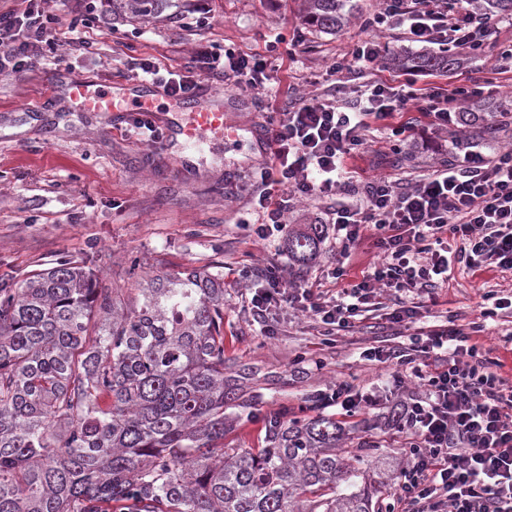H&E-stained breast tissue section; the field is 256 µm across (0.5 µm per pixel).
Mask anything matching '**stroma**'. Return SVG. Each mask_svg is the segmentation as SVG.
<instances>
[{"label":"stroma","instance_id":"35a3bbf8","mask_svg":"<svg viewBox=\"0 0 512 512\" xmlns=\"http://www.w3.org/2000/svg\"><path fill=\"white\" fill-rule=\"evenodd\" d=\"M351 3V21L331 33L307 22L301 0H179L176 7L143 18L115 13L112 0H98L94 14L77 27L87 49L59 48L52 69L39 64L0 79V282L15 285L30 271L73 258L125 302L129 288L146 274L192 267L223 272L224 356L232 369L249 368L253 388L270 391L259 406L260 417L236 429L235 443L260 447L263 413L284 406L289 416L308 415L312 397L348 382L369 401L348 418L347 447L377 443L380 455L404 468L406 435L388 424L387 415L397 401L418 391L420 382L409 375L397 383L393 364L364 357L368 348L397 345L393 329L369 314L350 333L327 336L310 314L277 308L270 316L275 335H263L249 305L253 283L245 277L257 266L288 265L285 235L257 241L243 225L251 217V174L264 160L263 113L290 93H304L306 80L322 76L357 42L376 36L391 50L418 52L396 32L364 27L378 0ZM278 35L282 67L275 101L249 89L207 84L223 93L227 121L236 132L232 140L215 134L197 148L174 142L154 149L126 133L125 113L89 111L64 90L69 82L84 81L119 94L132 84L136 59L150 56L185 73L197 43L261 53ZM511 45L512 24L504 22L482 55L457 54L460 70L490 78L486 103L512 102V72H491ZM52 70L61 82L54 90L48 84ZM410 118L413 132L400 152H392L378 132H369L353 161L357 183L381 176L419 180L466 147L488 158L512 149V125L490 140L474 127L457 124L440 131L419 113ZM485 307L495 315L476 342L512 382V271L475 274L454 264L435 301H424L419 324L429 328L452 317L465 325Z\"/></svg>","mask_w":512,"mask_h":512}]
</instances>
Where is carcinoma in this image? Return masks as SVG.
I'll use <instances>...</instances> for the list:
<instances>
[{
  "mask_svg": "<svg viewBox=\"0 0 512 512\" xmlns=\"http://www.w3.org/2000/svg\"><path fill=\"white\" fill-rule=\"evenodd\" d=\"M170 0H112L133 16ZM347 0H304L309 23L336 30ZM512 13V0H474ZM428 70L447 56L396 55ZM481 104L462 124L485 136ZM326 238L322 224L288 229L302 277ZM224 275L186 268L142 278L117 302L77 260L58 259L17 287L0 284V512H380L396 462L365 445L338 448L344 423L315 414L266 416L264 444L229 439L263 398L224 375Z\"/></svg>",
  "mask_w": 512,
  "mask_h": 512,
  "instance_id": "cac0c4a2",
  "label": "carcinoma"
}]
</instances>
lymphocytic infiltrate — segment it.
I'll return each mask as SVG.
<instances>
[{
	"label": "lymphocytic infiltrate",
	"mask_w": 512,
	"mask_h": 512,
	"mask_svg": "<svg viewBox=\"0 0 512 512\" xmlns=\"http://www.w3.org/2000/svg\"><path fill=\"white\" fill-rule=\"evenodd\" d=\"M21 7L0 12V76L25 73L62 44V21L45 9L46 0H21ZM365 27L397 30L408 42L448 53L458 49L479 55L498 22L477 14L470 0H380ZM388 44L363 41L327 68L339 77L380 65ZM195 75L161 70L156 62L138 63L141 77L178 99L198 92L203 80L225 87L265 89L275 78L265 56L235 48L210 46L193 57ZM417 72L396 75L394 83L373 81L357 105L339 109L324 95L296 96L270 113L265 127L269 151L255 169L250 205L259 221L253 232L267 240L287 227L297 202L337 199L330 222L338 240V258L327 271L337 291L328 299L298 281L286 280L279 267L254 268L261 281L252 298L254 322H266L271 308L282 305L311 314L326 332L346 331L361 305L381 289L427 297L447 282L452 262L472 271L512 270V150L494 158L470 151L451 167L422 180L401 183L385 177L367 182L358 202L345 203L353 172L346 158L366 144L371 124H378L392 147L408 139L411 123L399 112H417L436 129L457 124L464 102L482 97L486 84L470 73L456 77L452 89L421 87ZM371 236L378 260L362 278H351L347 261L364 236ZM468 329L442 325L421 335L412 332L416 307L405 304L388 313L389 323L409 330L406 344L370 348L368 360L420 374L419 359L445 352V361L429 373L422 395L399 401L394 409L407 433L409 466L397 493L401 512H512V383L491 369L471 339L492 317Z\"/></svg>",
	"instance_id": "lymphocytic-infiltrate-1"
}]
</instances>
